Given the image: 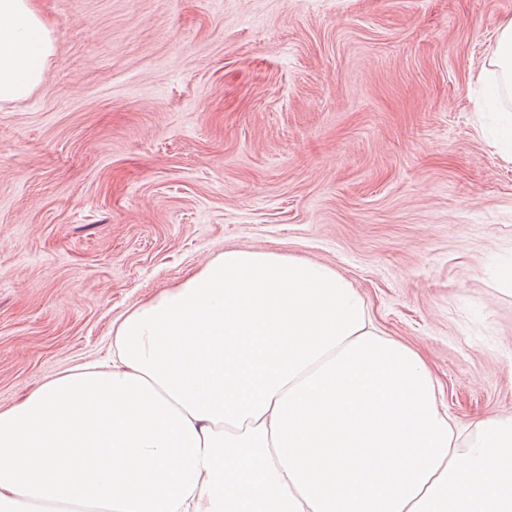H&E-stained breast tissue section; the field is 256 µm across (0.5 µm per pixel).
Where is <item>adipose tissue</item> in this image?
Segmentation results:
<instances>
[{
	"label": "adipose tissue",
	"instance_id": "obj_1",
	"mask_svg": "<svg viewBox=\"0 0 512 512\" xmlns=\"http://www.w3.org/2000/svg\"><path fill=\"white\" fill-rule=\"evenodd\" d=\"M0 0V103L45 73ZM0 409V512H512V416L462 434L422 354L326 265L227 249Z\"/></svg>",
	"mask_w": 512,
	"mask_h": 512
}]
</instances>
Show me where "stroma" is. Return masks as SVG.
I'll use <instances>...</instances> for the list:
<instances>
[{
	"mask_svg": "<svg viewBox=\"0 0 512 512\" xmlns=\"http://www.w3.org/2000/svg\"><path fill=\"white\" fill-rule=\"evenodd\" d=\"M0 104V408L227 248L326 265L459 427L512 415V159L478 77L512 0H38ZM52 51L35 0H0V103L27 97L43 80Z\"/></svg>",
	"mask_w": 512,
	"mask_h": 512,
	"instance_id": "obj_1",
	"label": "stroma"
}]
</instances>
